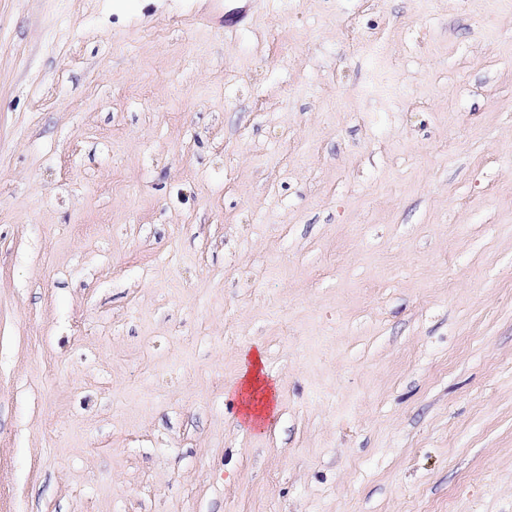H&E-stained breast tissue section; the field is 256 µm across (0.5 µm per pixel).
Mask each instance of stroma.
<instances>
[{
    "mask_svg": "<svg viewBox=\"0 0 512 512\" xmlns=\"http://www.w3.org/2000/svg\"><path fill=\"white\" fill-rule=\"evenodd\" d=\"M0 512H512V0H0ZM247 359L245 369L234 388L241 398L242 418L251 426L259 428L275 409L276 392L266 380L261 350L257 349Z\"/></svg>",
    "mask_w": 512,
    "mask_h": 512,
    "instance_id": "obj_1",
    "label": "stroma"
}]
</instances>
